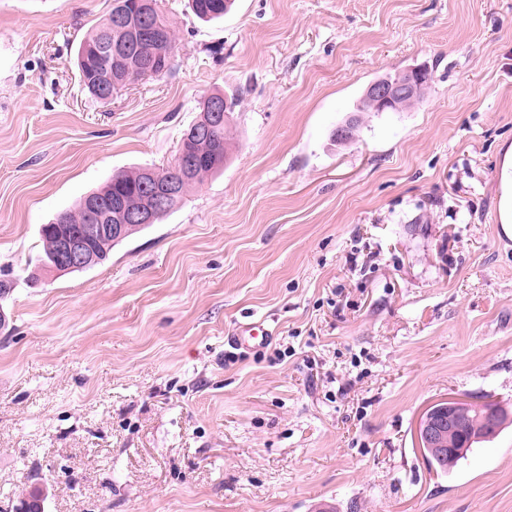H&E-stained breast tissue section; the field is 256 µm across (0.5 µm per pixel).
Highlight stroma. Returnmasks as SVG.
I'll return each instance as SVG.
<instances>
[{
    "mask_svg": "<svg viewBox=\"0 0 512 512\" xmlns=\"http://www.w3.org/2000/svg\"><path fill=\"white\" fill-rule=\"evenodd\" d=\"M187 3L159 2L171 72L104 105L70 51L112 0H0V512L33 487L45 512H512V426L445 473L415 437L440 400L512 409V0ZM414 66L421 103L357 112ZM214 92L224 168L45 275L42 225L171 165ZM234 2L235 0H191V8L198 19L211 21L223 17Z\"/></svg>",
    "mask_w": 512,
    "mask_h": 512,
    "instance_id": "35a3bbf8",
    "label": "stroma"
}]
</instances>
